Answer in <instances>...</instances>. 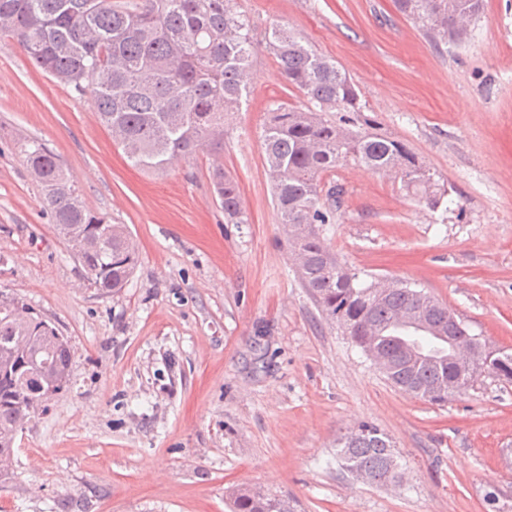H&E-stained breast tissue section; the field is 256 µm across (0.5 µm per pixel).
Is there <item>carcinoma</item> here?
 <instances>
[{"mask_svg":"<svg viewBox=\"0 0 512 512\" xmlns=\"http://www.w3.org/2000/svg\"><path fill=\"white\" fill-rule=\"evenodd\" d=\"M433 41L448 42L461 35L465 16L475 20L483 0H396ZM439 18L431 27L427 20ZM0 42L19 48L32 64L56 82L78 93H93L98 118L106 129H117L116 145L131 164L162 172L176 156L190 157L203 141L224 146V113L238 111L250 92V65L255 45L250 19L238 0H0ZM283 79L301 91L306 105H279L271 110L263 130L265 164L272 197L284 229L306 224L310 232L292 238L304 263L297 268L321 313L344 322L351 342L363 347L376 341L389 360L390 382L404 391L432 390L431 402L448 400V387L467 390L481 372H465L448 363L447 306L405 284L380 298L355 284L356 276L333 255L319 225L334 220L333 205L343 189L322 188V177L349 160L370 170H398L406 189L438 207L445 193L437 190L434 174L402 140L378 132L362 115L355 84L336 61L308 41L276 25L265 37ZM338 113V119L326 113ZM30 174L41 186L53 224L72 246L88 278L104 294L127 284L137 254L127 249L123 224H111L77 203V189L57 156L42 143L18 142ZM214 194L229 224H245L236 180L215 166ZM99 245L80 249L82 239ZM21 336H41L36 356L17 359L10 373L0 372V455L14 452L13 433L40 396L43 369L69 379L71 350L65 337L46 320L32 317L28 330L0 314V362L12 356ZM414 347L420 357L412 360ZM484 372L512 382V354L496 352ZM337 457L343 469H361L372 483H384L397 465L388 436L363 422L341 437ZM234 512H292L287 499L256 497L240 489Z\"/></svg>","mask_w":512,"mask_h":512,"instance_id":"obj_1","label":"carcinoma"}]
</instances>
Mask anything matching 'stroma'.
I'll return each instance as SVG.
<instances>
[{
  "label": "stroma",
  "instance_id": "obj_1",
  "mask_svg": "<svg viewBox=\"0 0 512 512\" xmlns=\"http://www.w3.org/2000/svg\"><path fill=\"white\" fill-rule=\"evenodd\" d=\"M239 6L252 93L225 118L218 156L244 224L214 198L211 145L160 174L135 168L92 93L0 46V292L72 354L67 390L17 437L0 512H232L229 490L255 485L294 512H512V383L486 375L444 404L394 387L299 280L262 140L272 104L305 102L264 49L280 25L334 58L364 114L448 191L434 209L400 174L343 163L323 178L344 189L326 244L360 283L406 281L512 353V0H484L468 35L439 45L393 0ZM26 137L136 240L119 293H100L56 231ZM363 422L390 437L401 488L342 470L336 440Z\"/></svg>",
  "mask_w": 512,
  "mask_h": 512
}]
</instances>
